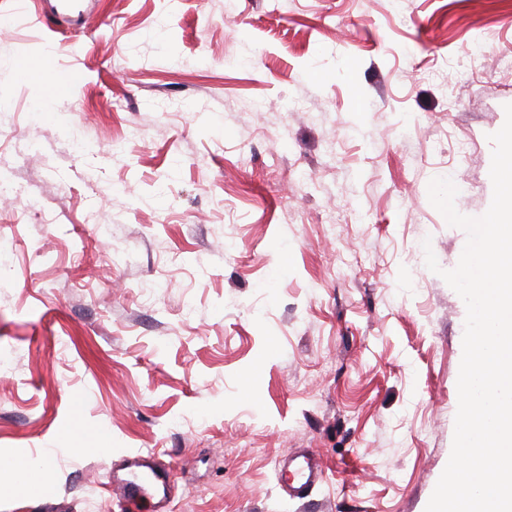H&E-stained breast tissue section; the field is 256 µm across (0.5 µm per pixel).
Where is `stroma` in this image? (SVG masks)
<instances>
[{"instance_id":"obj_1","label":"stroma","mask_w":512,"mask_h":512,"mask_svg":"<svg viewBox=\"0 0 512 512\" xmlns=\"http://www.w3.org/2000/svg\"><path fill=\"white\" fill-rule=\"evenodd\" d=\"M0 33V512H425L452 449L466 233L512 0H34ZM28 58L71 95L39 113ZM90 155L74 152L71 125ZM136 137L113 154V140ZM39 191L28 207L29 187ZM322 477L280 483L294 453Z\"/></svg>"}]
</instances>
